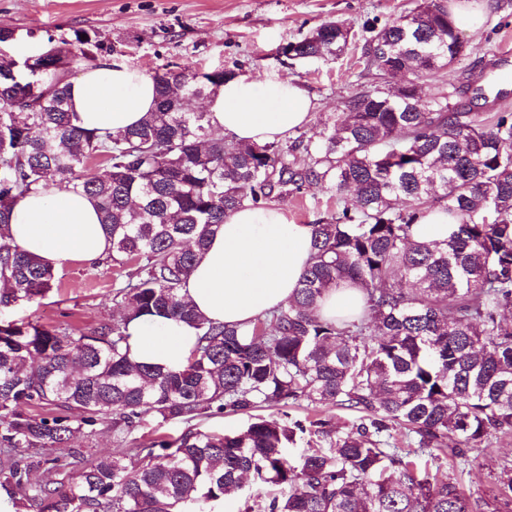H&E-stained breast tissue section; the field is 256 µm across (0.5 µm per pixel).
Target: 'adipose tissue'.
Wrapping results in <instances>:
<instances>
[{
	"label": "adipose tissue",
	"instance_id": "ef3b65f1",
	"mask_svg": "<svg viewBox=\"0 0 512 512\" xmlns=\"http://www.w3.org/2000/svg\"><path fill=\"white\" fill-rule=\"evenodd\" d=\"M68 93L77 124L100 131L138 124L155 103L152 78L117 62L69 79ZM314 108L291 79L246 75L224 83L204 104L213 131L259 144L308 125ZM7 239L56 269L72 261L95 263L110 246L96 200L81 192L29 195L16 206ZM311 254V225L294 223L274 205L245 206L225 217L182 294L207 319L243 326L287 305ZM129 333L137 360L170 369L185 363L196 342L191 326L161 316L130 324Z\"/></svg>",
	"mask_w": 512,
	"mask_h": 512
}]
</instances>
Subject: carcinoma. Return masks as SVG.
I'll return each instance as SVG.
<instances>
[{"mask_svg":"<svg viewBox=\"0 0 512 512\" xmlns=\"http://www.w3.org/2000/svg\"><path fill=\"white\" fill-rule=\"evenodd\" d=\"M363 29L372 82L316 135L285 145L216 138L206 113L188 108L233 78L222 68H156L155 108L102 134L70 110V51L54 45L22 63L0 54V308L56 286L57 271L3 234L29 194L55 187L95 198L108 258L138 265L113 291L120 317L111 324L76 336L0 322V503L26 512H215L230 500L240 512H477L413 455L464 457L512 433V113L460 112L447 97L422 112L417 84L384 85L398 71L440 73L464 55L442 0ZM348 33L324 22L289 46L298 60L337 57ZM75 43L98 67L97 40L77 32ZM97 156L104 171L86 172ZM315 186L352 194L357 207L312 224V262L288 306L246 326L198 314L181 289L224 217ZM431 212L448 216L451 234L414 240ZM342 284L362 293L360 314L322 317L323 297ZM147 316L196 329L182 369L132 356L128 326ZM302 401L357 412L359 423L257 414ZM34 403L56 412L23 410ZM224 414L249 423L198 428ZM147 415L184 429L122 456L62 452L84 425L110 417L124 439ZM307 434L326 447L293 458ZM246 476L276 492L244 493Z\"/></svg>","mask_w":512,"mask_h":512,"instance_id":"1","label":"carcinoma"}]
</instances>
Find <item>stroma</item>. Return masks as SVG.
<instances>
[{"label": "stroma", "instance_id": "stroma-1", "mask_svg": "<svg viewBox=\"0 0 512 512\" xmlns=\"http://www.w3.org/2000/svg\"><path fill=\"white\" fill-rule=\"evenodd\" d=\"M415 4L416 0H0V28L15 33L13 41L0 49L22 60L49 43L70 42L75 32L88 30L97 36L99 61H119L146 73L175 63L192 70L221 67L241 75H287L316 103L313 119L304 128L310 136L335 112L338 101L358 87L363 23L394 19ZM481 7L483 27L476 34L462 31L467 51L453 64L451 75L420 79L422 103L447 96L453 82L486 88L496 51L512 48V0H483ZM325 21L349 28L351 38L342 55L291 66L281 63L279 46L308 36ZM276 205L298 224L329 219L338 209L335 198L321 188L296 199L277 200ZM133 271V266L120 268L103 259L92 265L68 263L58 272L59 288L0 312V319L33 320L76 333L98 328L117 317L112 290ZM71 445L92 458L124 452L132 442L116 439L107 419L93 432L77 434ZM507 463L512 465V435L494 439L490 450L478 457L431 461L427 467L456 482L477 503L478 512H512V504L495 497Z\"/></svg>", "mask_w": 512, "mask_h": 512}]
</instances>
